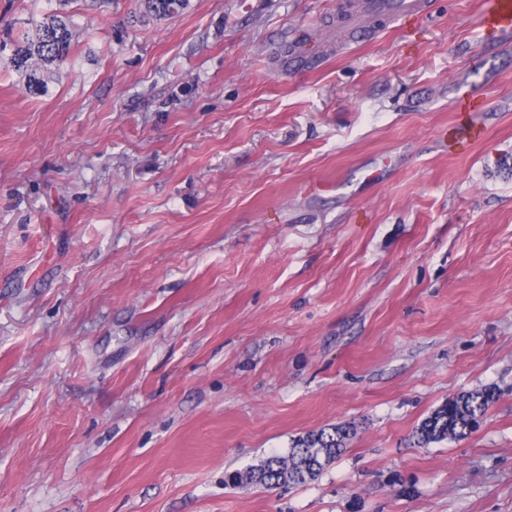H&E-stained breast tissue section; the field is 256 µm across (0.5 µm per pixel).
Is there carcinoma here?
Instances as JSON below:
<instances>
[{
	"label": "carcinoma",
	"instance_id": "carcinoma-1",
	"mask_svg": "<svg viewBox=\"0 0 512 512\" xmlns=\"http://www.w3.org/2000/svg\"><path fill=\"white\" fill-rule=\"evenodd\" d=\"M189 7L190 0H143V14L156 19L173 17ZM73 38L74 27L66 17L56 13L35 22L32 34L23 35L10 64L25 73L28 90L42 89L44 73L67 61ZM495 397V391L489 387L449 399L417 427V443L428 445L466 437L479 428ZM349 436L350 429L341 425L310 432L293 440L287 453H273L260 464L235 472L229 483L268 489L306 484L342 453Z\"/></svg>",
	"mask_w": 512,
	"mask_h": 512
}]
</instances>
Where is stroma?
<instances>
[{
  "mask_svg": "<svg viewBox=\"0 0 512 512\" xmlns=\"http://www.w3.org/2000/svg\"><path fill=\"white\" fill-rule=\"evenodd\" d=\"M347 2L0 0L79 34L0 71V512H512V31L428 0L340 46ZM333 425L314 481L225 485ZM143 14L156 19L173 17L187 10L190 0H144ZM73 38L74 27L66 17L56 13L47 14L35 22L31 36L29 33L23 35L10 64L25 73L29 91L42 89L44 73L67 61ZM495 397V391L489 387L448 399L417 427V444L428 445L470 435L479 428Z\"/></svg>",
  "mask_w": 512,
  "mask_h": 512,
  "instance_id": "1",
  "label": "stroma"
}]
</instances>
